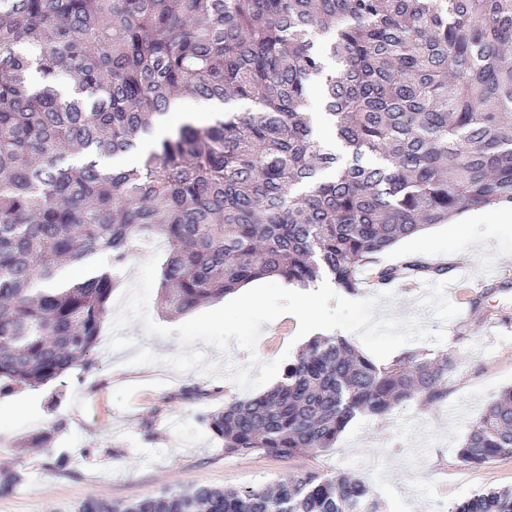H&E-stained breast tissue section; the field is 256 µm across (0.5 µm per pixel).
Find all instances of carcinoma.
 Segmentation results:
<instances>
[{"label": "carcinoma", "mask_w": 512, "mask_h": 512, "mask_svg": "<svg viewBox=\"0 0 512 512\" xmlns=\"http://www.w3.org/2000/svg\"><path fill=\"white\" fill-rule=\"evenodd\" d=\"M185 96L224 112L141 152ZM132 152L131 168L102 164ZM500 203H512V0H0V390L89 362L118 272L151 238L167 246L161 303L183 313L261 277L354 292L358 268L401 239ZM99 255L105 271L55 287ZM453 364L413 349L379 365L316 336L265 394L203 420L226 454L322 453L359 414L443 402ZM457 456L512 458V387ZM23 481L1 472L0 493ZM77 512L380 510L358 479L289 473ZM454 512H512V490Z\"/></svg>", "instance_id": "obj_1"}]
</instances>
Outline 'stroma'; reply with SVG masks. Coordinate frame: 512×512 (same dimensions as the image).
Wrapping results in <instances>:
<instances>
[{"instance_id":"stroma-1","label":"stroma","mask_w":512,"mask_h":512,"mask_svg":"<svg viewBox=\"0 0 512 512\" xmlns=\"http://www.w3.org/2000/svg\"><path fill=\"white\" fill-rule=\"evenodd\" d=\"M410 262L425 272L378 285L381 269ZM459 265L469 276L454 294ZM358 278L355 298L395 295L381 296L376 317H416L444 332L434 350L454 351L455 362L440 405L409 402L382 418L356 416L333 448L317 455H229L202 416L248 398V391L198 370L174 372L161 359L180 351L178 338L148 335L136 321L124 331L133 348L96 347L91 364L48 385L0 395V472L26 474L23 485L0 496V512H75L89 497L127 504L179 486L244 488L306 472L360 478L382 512H454L485 489H511L512 459L472 469L458 462L457 450L470 424L512 386V223H499L488 206L471 235L455 223L434 225L426 237L401 240L378 255ZM261 330V362L297 357L303 347L291 315ZM140 348L157 355V363L130 365ZM47 429L48 447H33V437ZM61 455L70 459L66 470L49 471L48 462Z\"/></svg>"}]
</instances>
